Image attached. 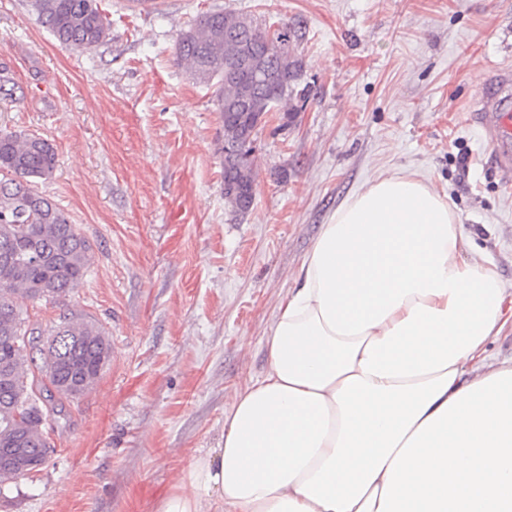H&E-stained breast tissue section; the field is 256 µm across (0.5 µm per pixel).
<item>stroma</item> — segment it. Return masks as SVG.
I'll use <instances>...</instances> for the list:
<instances>
[{
	"instance_id": "35a3bbf8",
	"label": "stroma",
	"mask_w": 512,
	"mask_h": 512,
	"mask_svg": "<svg viewBox=\"0 0 512 512\" xmlns=\"http://www.w3.org/2000/svg\"><path fill=\"white\" fill-rule=\"evenodd\" d=\"M27 2L0 0V130L52 144L40 189L93 254L78 288L27 313L45 331L101 326L112 358L0 512H155L264 373L322 224L378 176L447 195L512 289V184L470 119L485 75L512 67V0H101L109 37L91 51L60 44ZM211 9L295 28L311 90L290 126L268 113L240 215L224 200L215 88L175 62L180 32Z\"/></svg>"
}]
</instances>
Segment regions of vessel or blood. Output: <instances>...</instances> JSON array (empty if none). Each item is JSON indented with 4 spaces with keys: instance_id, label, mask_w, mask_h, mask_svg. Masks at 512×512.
<instances>
[{
    "instance_id": "1",
    "label": "vessel or blood",
    "mask_w": 512,
    "mask_h": 512,
    "mask_svg": "<svg viewBox=\"0 0 512 512\" xmlns=\"http://www.w3.org/2000/svg\"><path fill=\"white\" fill-rule=\"evenodd\" d=\"M473 112L497 150L498 166L504 181H512V69L498 67L490 72Z\"/></svg>"
}]
</instances>
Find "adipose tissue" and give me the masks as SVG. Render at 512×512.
Here are the masks:
<instances>
[{
  "label": "adipose tissue",
  "instance_id": "obj_1",
  "mask_svg": "<svg viewBox=\"0 0 512 512\" xmlns=\"http://www.w3.org/2000/svg\"><path fill=\"white\" fill-rule=\"evenodd\" d=\"M512 322L446 197L380 176L322 225L224 440L156 512H512Z\"/></svg>",
  "mask_w": 512,
  "mask_h": 512
}]
</instances>
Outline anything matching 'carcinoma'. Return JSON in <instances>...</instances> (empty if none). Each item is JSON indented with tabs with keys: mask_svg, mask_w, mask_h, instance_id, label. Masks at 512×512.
<instances>
[{
	"mask_svg": "<svg viewBox=\"0 0 512 512\" xmlns=\"http://www.w3.org/2000/svg\"><path fill=\"white\" fill-rule=\"evenodd\" d=\"M33 13L61 44L91 51L109 25L99 0H29ZM249 45L252 57L288 78L279 89L253 83L244 99L240 83L224 77V61ZM176 59L201 83L215 86L213 104L224 131L247 130L264 112L283 113L286 128L310 94L300 83L302 59L286 24H263L222 10L200 14L179 37ZM57 154L45 139L24 131H0V453L32 454L51 447L47 418L62 413L78 395L61 387L70 380L88 391L109 363L112 346L93 323L64 320L44 333L30 323L23 304L53 301L77 288L92 247L38 184L52 178ZM53 340L44 341L42 336ZM42 356L39 374L31 351Z\"/></svg>",
	"mask_w": 512,
	"mask_h": 512,
	"instance_id": "1",
	"label": "carcinoma"
}]
</instances>
